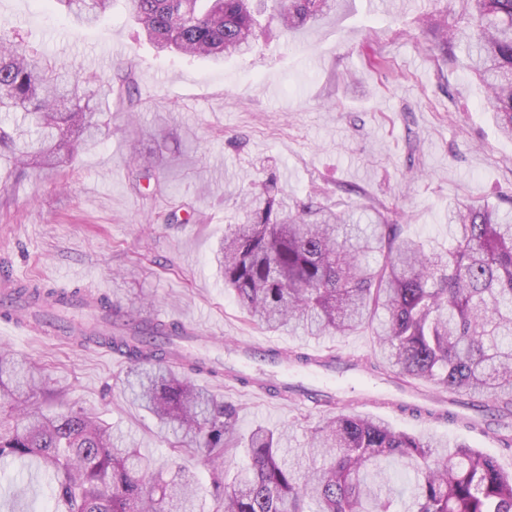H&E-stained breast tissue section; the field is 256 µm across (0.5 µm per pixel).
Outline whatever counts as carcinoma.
<instances>
[{"label":"carcinoma","instance_id":"cac0c4a2","mask_svg":"<svg viewBox=\"0 0 512 512\" xmlns=\"http://www.w3.org/2000/svg\"><path fill=\"white\" fill-rule=\"evenodd\" d=\"M71 27L98 23L113 0H49ZM155 47L186 56L224 57L252 50L270 9L292 32L336 9L337 0H126ZM435 25L448 65L472 71L483 107L512 138V0H448ZM134 53L107 72L86 74L29 47L0 24V155L18 174L54 169L104 134L100 96L139 103ZM245 221L224 236L217 261L224 287L267 329L303 336L371 330L373 373L402 388L425 380L448 409L399 403L423 420L468 431L486 417L501 447L512 448V221L489 204L448 207V248L426 251L402 235L380 206L373 224L347 208L309 196L285 208L274 185L244 192ZM112 349L135 360L136 401L182 433L213 462L206 492L220 512H512V472L464 442L393 429L337 402L308 436L311 465L282 447L283 434L236 432L237 409L198 390L155 336H112ZM42 377L20 355L0 353V462L35 458L52 480L53 512H197L198 483L181 466L163 470L97 417L44 407ZM25 398L16 412L13 401ZM246 449L249 467L227 479L224 461Z\"/></svg>","mask_w":512,"mask_h":512}]
</instances>
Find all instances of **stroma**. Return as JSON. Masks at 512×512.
<instances>
[{
    "label": "stroma",
    "instance_id": "stroma-1",
    "mask_svg": "<svg viewBox=\"0 0 512 512\" xmlns=\"http://www.w3.org/2000/svg\"><path fill=\"white\" fill-rule=\"evenodd\" d=\"M391 2L378 12L369 0H338L327 18L286 36L264 15L269 32L255 51L216 65L137 42L123 0L98 26L76 32L42 0H0V20L61 62L103 72L136 51L142 98L137 112L102 100L110 129L73 165L34 168L18 179L0 160V255L19 274L58 288L103 285L129 314L162 313L228 348L269 338L374 358L377 346L366 333L311 338L258 327L225 288L213 255L229 225L242 223L240 192L253 181L273 180L291 203L319 193L363 215L385 204L403 235L430 249L448 246L450 204L479 200L512 212V139L484 112L477 79L443 63L434 35L415 38L419 21L439 17L446 0H421L415 10ZM136 154L153 158L156 180L131 174ZM0 346L32 358L49 388H65L68 406L95 413L150 458L184 466L208 484L204 453L174 452L172 428L133 401L131 364L76 337L8 336ZM195 383L236 406L239 432L283 429L286 447L309 464L307 435L326 411L225 380ZM336 394L352 412L466 442L512 471V451L494 434L360 404L342 385ZM51 510L50 481L36 460L0 465V512Z\"/></svg>",
    "mask_w": 512,
    "mask_h": 512
}]
</instances>
